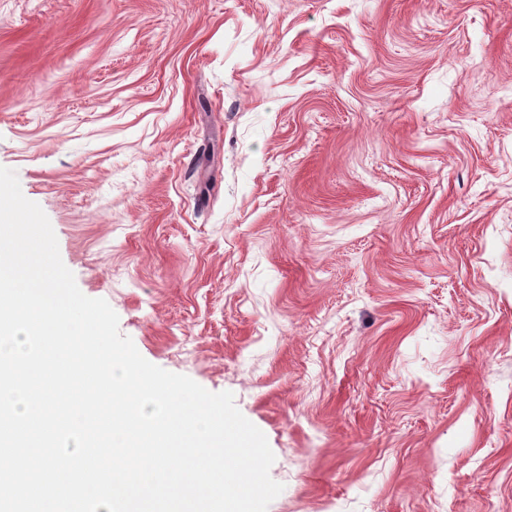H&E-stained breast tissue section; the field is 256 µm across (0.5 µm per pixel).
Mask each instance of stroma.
I'll list each match as a JSON object with an SVG mask.
<instances>
[{"mask_svg":"<svg viewBox=\"0 0 512 512\" xmlns=\"http://www.w3.org/2000/svg\"><path fill=\"white\" fill-rule=\"evenodd\" d=\"M0 167L268 512H512V0H0Z\"/></svg>","mask_w":512,"mask_h":512,"instance_id":"obj_1","label":"stroma"}]
</instances>
